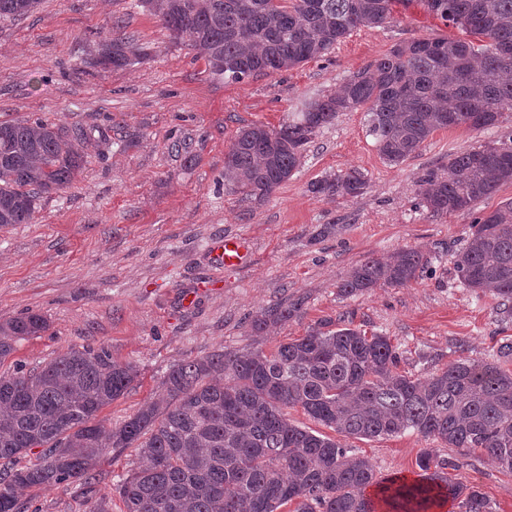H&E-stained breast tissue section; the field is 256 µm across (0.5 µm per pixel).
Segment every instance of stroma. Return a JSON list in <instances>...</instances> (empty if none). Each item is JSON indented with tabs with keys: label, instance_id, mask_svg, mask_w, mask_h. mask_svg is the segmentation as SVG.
I'll return each mask as SVG.
<instances>
[{
	"label": "stroma",
	"instance_id": "obj_1",
	"mask_svg": "<svg viewBox=\"0 0 512 512\" xmlns=\"http://www.w3.org/2000/svg\"><path fill=\"white\" fill-rule=\"evenodd\" d=\"M451 34L423 6L398 5L385 24L353 29L322 58L228 84L130 0H41L26 17L0 19V120L41 117L88 132L87 162L73 184L42 199L33 223L0 226V323L33 312L49 324L17 340L0 373L19 364L39 371L74 346L105 349L138 372L101 412L115 427L162 397L170 365L220 347L268 352L325 319L389 336L401 369L421 379L462 358L501 361L512 316L490 293L461 286L454 255L475 217L512 199V183L470 210L438 217L419 207L418 189L426 171L449 157L512 139L511 110L489 129L438 131L397 165L380 156L364 110L343 112L265 201L224 184V155L238 128H279L393 45ZM122 35L135 37L146 58L120 70L90 66L99 42ZM352 169L369 179L362 195L309 193L311 182ZM227 236L245 241L243 264L218 258ZM406 248L427 259L422 278L340 293L364 257ZM298 298L304 305L288 322L250 334L253 313ZM339 442L366 457L380 479L416 478L419 455L435 449L495 512H512V470L482 452L411 431ZM139 461L136 449L108 450L92 493L78 481L34 488L22 497L25 510L89 512L103 498L110 512H125L115 483Z\"/></svg>",
	"mask_w": 512,
	"mask_h": 512
}]
</instances>
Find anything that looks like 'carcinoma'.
<instances>
[{"label": "carcinoma", "instance_id": "1", "mask_svg": "<svg viewBox=\"0 0 512 512\" xmlns=\"http://www.w3.org/2000/svg\"><path fill=\"white\" fill-rule=\"evenodd\" d=\"M418 2L462 37L397 44L354 72L338 92L308 102L278 129L250 124L224 156V181L256 200L299 169L317 133L341 112H367L380 155L400 164L433 133L498 124L512 109V0H137L172 42L196 50L227 83L290 70L327 55L359 26L384 23L393 3ZM40 0H0V18L33 12ZM145 54L127 37L99 45L91 65L124 68ZM82 128L42 118L0 120V226L32 223L41 199L67 188L85 163ZM512 182V140L455 155L448 174L420 180L432 215L471 208ZM357 170L312 182L316 197L355 198ZM420 252L367 256L340 285L344 295L419 278ZM467 288L489 291L512 315V201L476 218L454 261ZM303 301L277 303L250 319L259 336L288 321ZM47 328L38 314L0 324V361L17 338ZM387 336L321 321L306 335L261 349L217 350L172 365L162 399L118 427L99 418L137 378L105 349L73 348L39 372L0 374V512H22L32 488L79 480L91 488L101 455L136 448L146 464L117 484L126 512H494L476 487L444 472L431 450L418 478L379 480L368 459L334 438L288 421L300 407L318 424L359 439L413 430L451 448L479 450L512 470V370L459 359L421 380L398 370ZM42 448L41 461L17 458Z\"/></svg>", "mask_w": 512, "mask_h": 512}]
</instances>
